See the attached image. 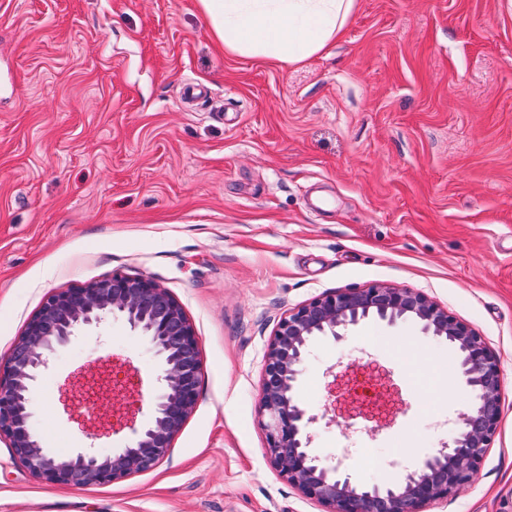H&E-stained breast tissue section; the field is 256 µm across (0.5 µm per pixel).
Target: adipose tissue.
I'll return each mask as SVG.
<instances>
[{
  "label": "adipose tissue",
  "instance_id": "obj_1",
  "mask_svg": "<svg viewBox=\"0 0 512 512\" xmlns=\"http://www.w3.org/2000/svg\"><path fill=\"white\" fill-rule=\"evenodd\" d=\"M225 51L272 65L297 64L340 36L356 0H198Z\"/></svg>",
  "mask_w": 512,
  "mask_h": 512
}]
</instances>
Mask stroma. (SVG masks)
Masks as SVG:
<instances>
[{"mask_svg":"<svg viewBox=\"0 0 512 512\" xmlns=\"http://www.w3.org/2000/svg\"><path fill=\"white\" fill-rule=\"evenodd\" d=\"M155 280L199 336L197 405L153 470L34 479L0 438V512H324L270 462L256 406L281 317L331 290L414 288L499 356L474 482L428 512H512V0H358L290 66L230 55L198 0H0V358L53 290ZM159 360L105 319L55 354L33 426L53 453L124 447ZM311 447L361 485L436 454L472 395L410 322L317 338Z\"/></svg>","mask_w":512,"mask_h":512,"instance_id":"obj_1","label":"stroma"}]
</instances>
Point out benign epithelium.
I'll return each mask as SVG.
<instances>
[{
    "label": "benign epithelium",
    "mask_w": 512,
    "mask_h": 512,
    "mask_svg": "<svg viewBox=\"0 0 512 512\" xmlns=\"http://www.w3.org/2000/svg\"><path fill=\"white\" fill-rule=\"evenodd\" d=\"M121 317L144 338L161 366L148 422L133 442L109 455L89 448L54 454L31 424L38 374L58 348L86 327ZM370 317L409 320L426 336L448 341L472 393L470 410L450 440L392 488L366 489L325 467L311 450L313 417L298 399L303 365L314 340L339 338ZM199 338L181 303L153 279L114 272L88 284L49 293L0 362V437L38 481L54 486H101L153 469L194 411L201 381ZM500 359L468 323L425 293L375 283L323 293L281 317L263 359L258 400L266 453L280 475L326 512H426L456 494L481 466L501 420Z\"/></svg>",
    "instance_id": "7a95c632"
}]
</instances>
